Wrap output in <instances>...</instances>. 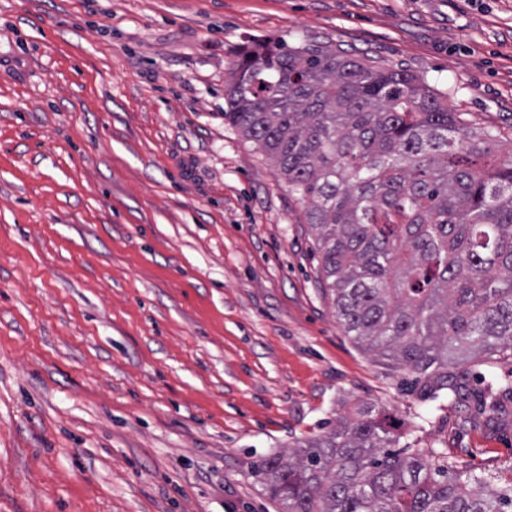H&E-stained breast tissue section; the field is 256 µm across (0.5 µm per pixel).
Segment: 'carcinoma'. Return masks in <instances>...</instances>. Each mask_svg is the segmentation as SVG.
Segmentation results:
<instances>
[{"label":"carcinoma","mask_w":512,"mask_h":512,"mask_svg":"<svg viewBox=\"0 0 512 512\" xmlns=\"http://www.w3.org/2000/svg\"><path fill=\"white\" fill-rule=\"evenodd\" d=\"M224 120L256 142L305 208L321 291L346 335L414 375L420 399L512 408L466 387L467 363L512 360V151L406 69L320 44L266 42L225 83ZM373 406L254 474L281 512H512L441 448L398 447ZM438 464H433L432 460Z\"/></svg>","instance_id":"1"}]
</instances>
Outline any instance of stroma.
<instances>
[{"instance_id": "stroma-1", "label": "stroma", "mask_w": 512, "mask_h": 512, "mask_svg": "<svg viewBox=\"0 0 512 512\" xmlns=\"http://www.w3.org/2000/svg\"><path fill=\"white\" fill-rule=\"evenodd\" d=\"M277 39L426 75L512 147V0H0V512H277L253 462L363 403L512 485V415L355 347L303 204L225 124Z\"/></svg>"}]
</instances>
